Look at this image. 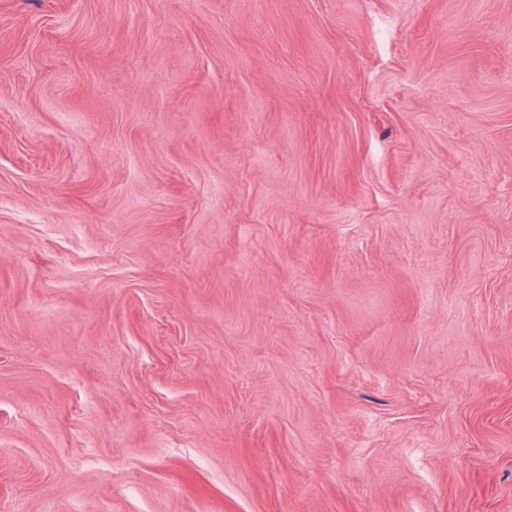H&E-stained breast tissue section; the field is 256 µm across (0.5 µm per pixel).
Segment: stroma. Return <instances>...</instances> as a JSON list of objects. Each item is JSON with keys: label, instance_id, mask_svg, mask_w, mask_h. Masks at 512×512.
<instances>
[{"label": "stroma", "instance_id": "35a3bbf8", "mask_svg": "<svg viewBox=\"0 0 512 512\" xmlns=\"http://www.w3.org/2000/svg\"><path fill=\"white\" fill-rule=\"evenodd\" d=\"M0 512H512V0H0Z\"/></svg>", "mask_w": 512, "mask_h": 512}]
</instances>
